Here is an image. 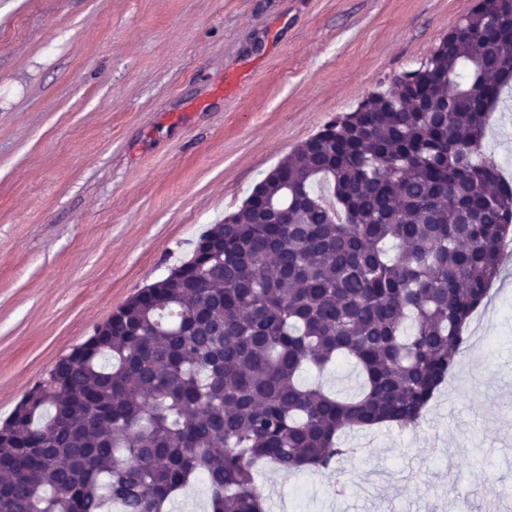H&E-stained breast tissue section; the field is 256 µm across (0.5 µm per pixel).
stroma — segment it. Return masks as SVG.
I'll return each instance as SVG.
<instances>
[{
	"label": "stroma",
	"instance_id": "obj_1",
	"mask_svg": "<svg viewBox=\"0 0 512 512\" xmlns=\"http://www.w3.org/2000/svg\"><path fill=\"white\" fill-rule=\"evenodd\" d=\"M473 0H0V422ZM485 149L512 167V98ZM414 430L342 434L270 512H512V269Z\"/></svg>",
	"mask_w": 512,
	"mask_h": 512
}]
</instances>
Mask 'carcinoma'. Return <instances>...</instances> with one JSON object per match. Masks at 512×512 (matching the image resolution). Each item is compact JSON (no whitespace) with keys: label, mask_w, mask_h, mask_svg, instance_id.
Here are the masks:
<instances>
[{"label":"carcinoma","mask_w":512,"mask_h":512,"mask_svg":"<svg viewBox=\"0 0 512 512\" xmlns=\"http://www.w3.org/2000/svg\"><path fill=\"white\" fill-rule=\"evenodd\" d=\"M512 4L476 0L422 65L328 121L35 384L0 432V512H267L258 465L331 472L345 429L415 427L500 275L512 185L485 155ZM350 359L360 393L300 381ZM52 456L69 460L59 469Z\"/></svg>","instance_id":"cac0c4a2"}]
</instances>
